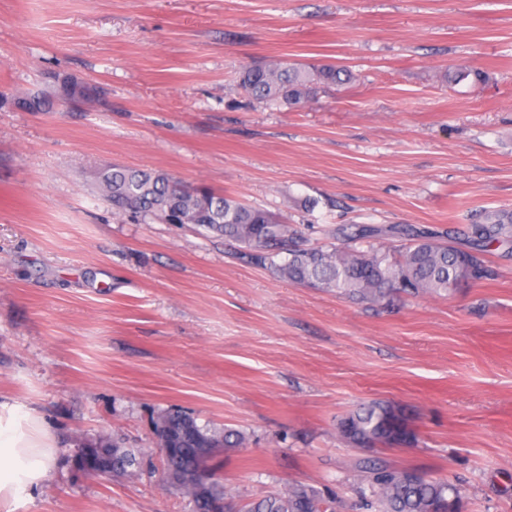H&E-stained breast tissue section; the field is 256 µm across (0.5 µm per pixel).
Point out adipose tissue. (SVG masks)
Here are the masks:
<instances>
[{"label":"adipose tissue","mask_w":512,"mask_h":512,"mask_svg":"<svg viewBox=\"0 0 512 512\" xmlns=\"http://www.w3.org/2000/svg\"><path fill=\"white\" fill-rule=\"evenodd\" d=\"M60 439L36 410L0 395V512L49 480Z\"/></svg>","instance_id":"ef3b65f1"}]
</instances>
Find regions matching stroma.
Masks as SVG:
<instances>
[{"instance_id":"1","label":"stroma","mask_w":512,"mask_h":512,"mask_svg":"<svg viewBox=\"0 0 512 512\" xmlns=\"http://www.w3.org/2000/svg\"><path fill=\"white\" fill-rule=\"evenodd\" d=\"M283 59L356 80L299 109L240 88ZM476 68L485 82L458 80ZM70 79L97 101L61 102ZM115 164L236 197L315 246L341 225L441 233L512 210V0H0V393L38 409L60 455L117 434L162 469L152 422L181 407L247 433L218 454L242 502L301 482L354 512L355 466L380 459L461 482L466 512H512V256L490 251L495 277L448 296L357 304L194 225L114 213L96 175ZM370 401L402 408L416 443L342 439ZM15 512L189 505L161 477L61 462Z\"/></svg>"}]
</instances>
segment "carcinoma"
Returning <instances> with one entry per match:
<instances>
[{
	"mask_svg": "<svg viewBox=\"0 0 512 512\" xmlns=\"http://www.w3.org/2000/svg\"><path fill=\"white\" fill-rule=\"evenodd\" d=\"M353 75L334 64L279 61L255 63L240 75V87L251 97L270 103L302 107L318 92L348 84ZM102 199L118 214L129 213L142 221L193 224L238 248L249 263L292 283L319 288L358 303L389 305L404 295L447 296L463 282L492 277L486 253L501 248L512 254V212L479 210L471 214L463 242L452 232L427 233L409 225L343 226L325 230L332 239L324 247L304 243L302 231L272 213L253 208L235 197L208 187H182L163 172L122 166L99 176ZM385 237L407 240L394 251L381 242ZM340 436L356 448H402L417 441L403 411L371 402L341 418ZM154 444L167 443L172 461L211 471L208 495L194 486L179 484L190 512H214L212 503H224L223 512H335L334 500L298 482L284 485L259 500L240 504L224 490L221 478L197 448H244L246 433L226 428L216 432L197 423L185 410L171 408L153 421ZM101 448L89 467H104L114 474L140 476L146 457L142 448L123 449L114 438L96 441ZM354 491L361 512H462L464 495L459 484L446 478L416 476V468H398L381 462H364Z\"/></svg>",
	"mask_w": 512,
	"mask_h": 512,
	"instance_id": "obj_1",
	"label": "carcinoma"
}]
</instances>
